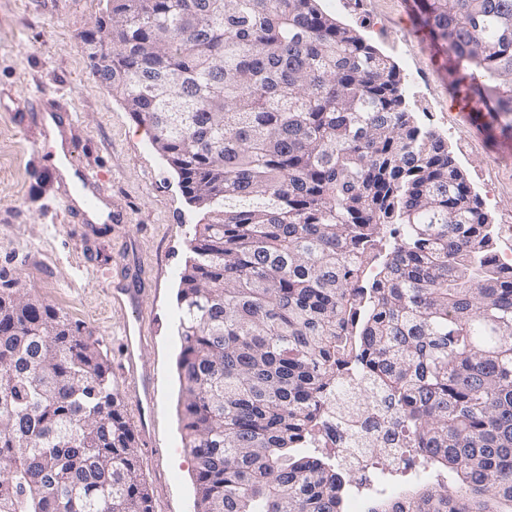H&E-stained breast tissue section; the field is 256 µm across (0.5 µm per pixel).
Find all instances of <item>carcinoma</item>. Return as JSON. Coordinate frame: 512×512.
Returning <instances> with one entry per match:
<instances>
[{
    "label": "carcinoma",
    "instance_id": "obj_1",
    "mask_svg": "<svg viewBox=\"0 0 512 512\" xmlns=\"http://www.w3.org/2000/svg\"><path fill=\"white\" fill-rule=\"evenodd\" d=\"M94 77L204 211L180 277L198 512H343L320 407L366 369L433 483L367 512H512V263L396 66L317 0H109ZM485 124L512 116V0H419ZM0 512H152L98 340L0 289Z\"/></svg>",
    "mask_w": 512,
    "mask_h": 512
}]
</instances>
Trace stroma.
<instances>
[{
  "mask_svg": "<svg viewBox=\"0 0 512 512\" xmlns=\"http://www.w3.org/2000/svg\"><path fill=\"white\" fill-rule=\"evenodd\" d=\"M321 10L355 28L402 76L430 83L433 98L406 95L422 127L442 137L485 203L500 253H512V157L480 135L448 86L451 56L434 41L409 0H319ZM106 0H0V278L80 321L109 364L119 354L124 321L145 327L141 358L156 374L154 458H140L153 512H197L195 461L182 441L181 345L177 292L201 210L135 120L90 73L82 33L94 28ZM55 90L77 113L63 132L82 165L100 169L123 224H80L58 199L60 174L35 105ZM144 291L135 309L113 306L114 279Z\"/></svg>",
  "mask_w": 512,
  "mask_h": 512,
  "instance_id": "35a3bbf8",
  "label": "stroma"
}]
</instances>
